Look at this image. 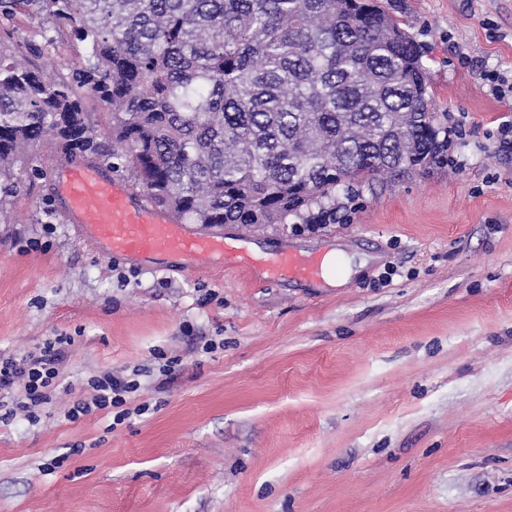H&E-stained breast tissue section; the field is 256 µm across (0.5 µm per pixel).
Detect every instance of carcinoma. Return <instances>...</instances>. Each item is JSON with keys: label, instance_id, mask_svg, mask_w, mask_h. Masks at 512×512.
<instances>
[{"label": "carcinoma", "instance_id": "obj_1", "mask_svg": "<svg viewBox=\"0 0 512 512\" xmlns=\"http://www.w3.org/2000/svg\"><path fill=\"white\" fill-rule=\"evenodd\" d=\"M0 217L48 146L183 224H334L336 187L448 165L423 49L378 0H0ZM66 71L35 64L63 47ZM112 116L109 132L86 111Z\"/></svg>", "mask_w": 512, "mask_h": 512}]
</instances>
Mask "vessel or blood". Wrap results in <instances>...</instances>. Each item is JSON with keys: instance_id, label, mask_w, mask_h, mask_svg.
Masks as SVG:
<instances>
[{"instance_id": "1", "label": "vessel or blood", "mask_w": 512, "mask_h": 512, "mask_svg": "<svg viewBox=\"0 0 512 512\" xmlns=\"http://www.w3.org/2000/svg\"><path fill=\"white\" fill-rule=\"evenodd\" d=\"M70 214L83 224L90 238L105 242L112 256L150 257L180 255L189 265L203 259H228L224 236L205 235L177 223L167 211L140 202L123 181L104 175L97 167L81 164L70 168L63 180ZM271 277L308 280L321 271L312 255L282 251L261 264Z\"/></svg>"}]
</instances>
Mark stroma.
<instances>
[{
  "instance_id": "stroma-1",
  "label": "stroma",
  "mask_w": 512,
  "mask_h": 512,
  "mask_svg": "<svg viewBox=\"0 0 512 512\" xmlns=\"http://www.w3.org/2000/svg\"><path fill=\"white\" fill-rule=\"evenodd\" d=\"M378 3L428 48L447 166L337 188L350 219L317 231L220 229L338 251L346 283L113 257L42 150L0 224V354L71 343L52 402L0 421V512H512V105L484 80L512 0ZM106 371L136 374L129 416L66 419Z\"/></svg>"
}]
</instances>
